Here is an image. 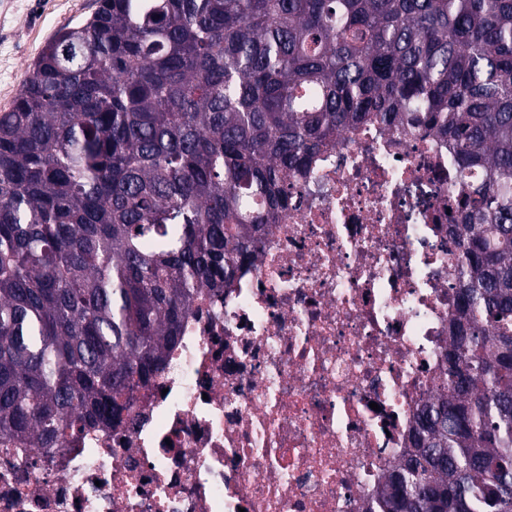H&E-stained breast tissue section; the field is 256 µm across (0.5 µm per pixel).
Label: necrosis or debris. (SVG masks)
I'll list each match as a JSON object with an SVG mask.
<instances>
[{
	"mask_svg": "<svg viewBox=\"0 0 512 512\" xmlns=\"http://www.w3.org/2000/svg\"><path fill=\"white\" fill-rule=\"evenodd\" d=\"M452 155L378 121L341 133L186 311L134 426L0 448V512H366L443 384Z\"/></svg>",
	"mask_w": 512,
	"mask_h": 512,
	"instance_id": "4bbe7bcc",
	"label": "necrosis or debris"
}]
</instances>
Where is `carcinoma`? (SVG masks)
I'll use <instances>...</instances> for the list:
<instances>
[{"mask_svg": "<svg viewBox=\"0 0 512 512\" xmlns=\"http://www.w3.org/2000/svg\"><path fill=\"white\" fill-rule=\"evenodd\" d=\"M378 119L453 142L446 391L369 512H512V0H101L0 113V443L135 424L288 176Z\"/></svg>", "mask_w": 512, "mask_h": 512, "instance_id": "cac0c4a2", "label": "carcinoma"}]
</instances>
